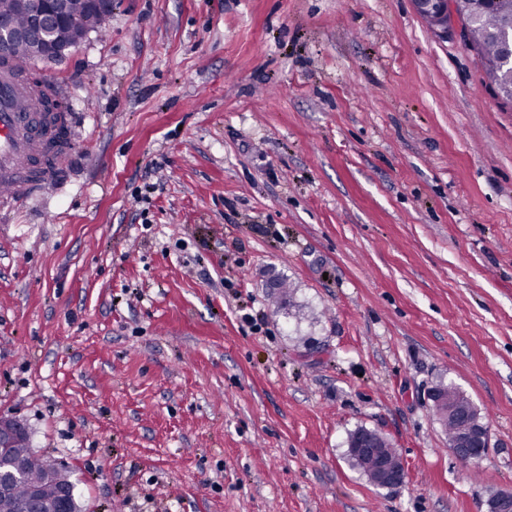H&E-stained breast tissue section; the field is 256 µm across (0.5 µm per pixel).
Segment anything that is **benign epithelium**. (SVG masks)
I'll return each instance as SVG.
<instances>
[{
	"instance_id": "obj_1",
	"label": "benign epithelium",
	"mask_w": 512,
	"mask_h": 512,
	"mask_svg": "<svg viewBox=\"0 0 512 512\" xmlns=\"http://www.w3.org/2000/svg\"><path fill=\"white\" fill-rule=\"evenodd\" d=\"M71 0H18L23 22L0 14V48L6 50L25 44L35 57L50 63L64 51L81 43L85 34L78 32L68 16ZM416 12L425 19L431 34L448 40L452 23L448 22V0H412ZM434 414L443 428L454 425L448 441L451 453L479 462L491 448L488 428L481 422L479 409L448 386L429 391ZM27 440L24 423L18 419L0 418V448H14ZM350 453L369 481L376 487L392 488L404 484L407 477L405 461L393 444L379 432L362 428L350 448ZM70 491L62 490L55 502H48L40 485L30 483L25 494L16 502L17 512H66ZM486 512H512V492L501 493L487 503Z\"/></svg>"
}]
</instances>
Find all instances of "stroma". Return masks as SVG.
Instances as JSON below:
<instances>
[{"label": "stroma", "mask_w": 512, "mask_h": 512, "mask_svg": "<svg viewBox=\"0 0 512 512\" xmlns=\"http://www.w3.org/2000/svg\"><path fill=\"white\" fill-rule=\"evenodd\" d=\"M35 70L77 146L0 203V416L82 512H485L512 492V101L475 50L411 0H112ZM441 383L490 432L472 469ZM361 426L403 486L352 465ZM350 453L374 486L392 488L404 484L407 468L402 455L376 430L366 427L360 429Z\"/></svg>", "instance_id": "35a3bbf8"}]
</instances>
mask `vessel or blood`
Wrapping results in <instances>:
<instances>
[{
  "label": "vessel or blood",
  "mask_w": 512,
  "mask_h": 512,
  "mask_svg": "<svg viewBox=\"0 0 512 512\" xmlns=\"http://www.w3.org/2000/svg\"><path fill=\"white\" fill-rule=\"evenodd\" d=\"M8 52L0 53V197L18 202L53 182L72 158L76 140L68 113L30 112Z\"/></svg>",
  "instance_id": "1"
}]
</instances>
